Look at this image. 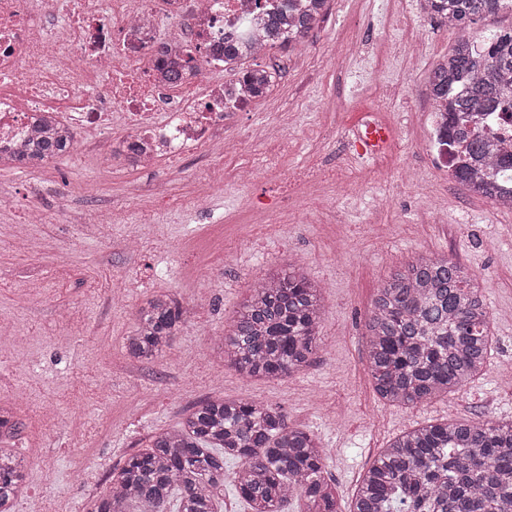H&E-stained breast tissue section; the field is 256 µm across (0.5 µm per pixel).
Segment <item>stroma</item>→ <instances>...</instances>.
<instances>
[{
  "instance_id": "obj_1",
  "label": "stroma",
  "mask_w": 512,
  "mask_h": 512,
  "mask_svg": "<svg viewBox=\"0 0 512 512\" xmlns=\"http://www.w3.org/2000/svg\"><path fill=\"white\" fill-rule=\"evenodd\" d=\"M409 24L401 0H343L319 24L320 34L286 67L271 98L247 117V126L275 127L279 114L294 113L288 172L333 163L336 141L324 128L359 123L366 112H386L406 151L386 162L357 154L347 159L350 189L335 209L312 197L298 201L307 224L274 215L272 225L244 230L238 258L221 281L205 283L186 268L181 242L200 236L206 224L248 204L250 191L225 182L210 212L188 204L191 183L169 180L167 208L151 211L131 189L142 175L117 169L106 174L94 157L73 152L47 171L0 169V321L16 324L28 339L17 347L0 336V393L9 396L24 423L13 448L27 462L26 492L12 512H82L103 493L113 468L144 448L156 432L174 428L181 415L215 395L252 398L282 408L289 424L314 431L326 453V479L342 512H349L362 478L389 441L404 430L457 420H512V213L448 184L418 148L427 135L425 110L415 86L453 46L454 32L436 19H419L421 51H404ZM362 41L360 54L342 69L321 68L323 49L335 38ZM384 85L383 101L370 96L372 79ZM419 167V186L409 189L395 173ZM69 189L72 212L56 210ZM388 194L390 209L372 208ZM39 206L36 249H16L11 239L27 207ZM125 208L127 221L109 224L102 238L85 234L79 220L106 208ZM148 241L134 253L126 236ZM445 255L483 283L498 349L480 379L421 406L393 405L376 394L363 339L364 321L391 269L419 254ZM295 265L323 288L322 344L301 373L280 380L242 378L218 353L220 339L256 279ZM41 296L29 300L30 280ZM173 294L187 322L157 361L130 357L123 338L142 300ZM47 399L52 419L34 415L28 396Z\"/></svg>"
}]
</instances>
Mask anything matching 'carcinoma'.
I'll return each mask as SVG.
<instances>
[{"label":"carcinoma","mask_w":512,"mask_h":512,"mask_svg":"<svg viewBox=\"0 0 512 512\" xmlns=\"http://www.w3.org/2000/svg\"><path fill=\"white\" fill-rule=\"evenodd\" d=\"M460 28L450 52L429 71L437 97L449 101L448 154L460 185L484 197L512 185V153L487 152L481 132L512 124V29L479 48L467 27L512 12V0H439ZM68 143L43 140L38 158ZM322 286L299 268L262 276L222 337L224 362L245 378L280 379L303 371L320 347ZM185 323L179 301L160 292L137 309L124 337L127 352L164 356ZM491 313L475 276L446 256L420 255L383 282L364 323L377 395L418 406L461 389L481 375L496 343ZM22 422L0 402V442ZM239 463L233 486L249 512H283L290 499L303 512H342L325 474V454L311 431L253 399L218 396L187 411L178 426L154 434L145 448L111 472L109 490L85 512H215L224 491V461ZM27 464L0 448V512L24 489ZM350 512H512V421L429 424L394 438L369 468Z\"/></svg>","instance_id":"cac0c4a2"}]
</instances>
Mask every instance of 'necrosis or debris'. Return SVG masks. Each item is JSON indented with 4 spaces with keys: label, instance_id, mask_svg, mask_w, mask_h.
I'll return each mask as SVG.
<instances>
[{
    "label": "necrosis or debris",
    "instance_id": "1",
    "mask_svg": "<svg viewBox=\"0 0 512 512\" xmlns=\"http://www.w3.org/2000/svg\"><path fill=\"white\" fill-rule=\"evenodd\" d=\"M282 0H0V158L25 152L38 137L72 132L71 149L86 150L87 137L105 134L113 110L129 127L126 139L102 155L104 169L152 173L164 182L172 161L198 156L203 165L190 178L193 210L205 213L225 180L253 186L269 180L275 211L288 212L294 197L323 177L319 168L283 176L280 154L265 153L257 165L223 171L220 164L245 148L242 124L268 98L253 92V72L267 68L272 40H294L293 18L277 34L265 28L267 13ZM237 53L225 59V43ZM195 54L196 67L170 82L171 63ZM423 153L449 184L456 165L448 154L446 102L426 114ZM242 239L215 222L208 238L187 251L190 268L207 280L221 278Z\"/></svg>",
    "mask_w": 512,
    "mask_h": 512
}]
</instances>
